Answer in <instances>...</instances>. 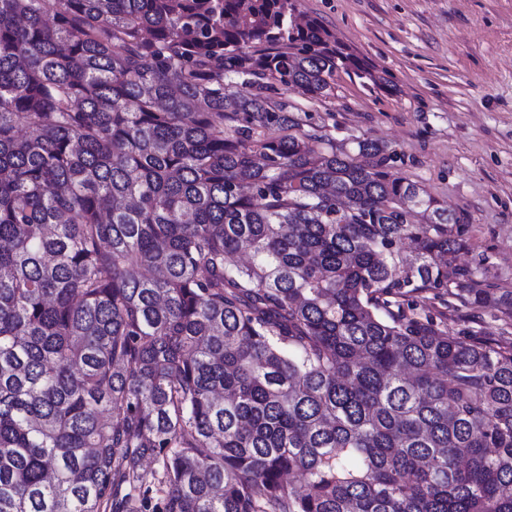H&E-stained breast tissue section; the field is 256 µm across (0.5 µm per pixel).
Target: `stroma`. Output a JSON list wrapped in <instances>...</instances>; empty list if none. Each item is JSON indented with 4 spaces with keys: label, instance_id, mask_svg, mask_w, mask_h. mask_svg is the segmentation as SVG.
Returning a JSON list of instances; mask_svg holds the SVG:
<instances>
[{
    "label": "stroma",
    "instance_id": "1",
    "mask_svg": "<svg viewBox=\"0 0 512 512\" xmlns=\"http://www.w3.org/2000/svg\"><path fill=\"white\" fill-rule=\"evenodd\" d=\"M338 40L385 71L391 90L336 75L332 95L284 96L307 126L353 149L371 138L397 153L394 176L418 183L460 217L470 250L512 289V0H298ZM450 335L494 342L506 324L488 311L448 308L427 293Z\"/></svg>",
    "mask_w": 512,
    "mask_h": 512
}]
</instances>
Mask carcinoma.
<instances>
[{
  "label": "carcinoma",
  "mask_w": 512,
  "mask_h": 512,
  "mask_svg": "<svg viewBox=\"0 0 512 512\" xmlns=\"http://www.w3.org/2000/svg\"><path fill=\"white\" fill-rule=\"evenodd\" d=\"M295 11L0 0V512H512V340L414 312L512 290L275 98L389 87Z\"/></svg>",
  "instance_id": "carcinoma-1"
}]
</instances>
